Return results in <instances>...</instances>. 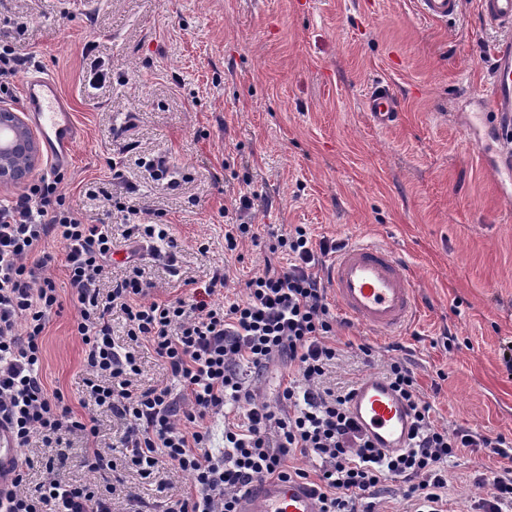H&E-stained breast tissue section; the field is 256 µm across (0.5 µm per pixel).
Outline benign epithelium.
I'll list each match as a JSON object with an SVG mask.
<instances>
[{"instance_id":"benign-epithelium-1","label":"benign epithelium","mask_w":512,"mask_h":512,"mask_svg":"<svg viewBox=\"0 0 512 512\" xmlns=\"http://www.w3.org/2000/svg\"><path fill=\"white\" fill-rule=\"evenodd\" d=\"M39 161L37 142L18 113L0 107V187L25 183Z\"/></svg>"}]
</instances>
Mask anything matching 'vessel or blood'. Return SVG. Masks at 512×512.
Returning a JSON list of instances; mask_svg holds the SVG:
<instances>
[{"mask_svg":"<svg viewBox=\"0 0 512 512\" xmlns=\"http://www.w3.org/2000/svg\"><path fill=\"white\" fill-rule=\"evenodd\" d=\"M420 13L441 23L455 19L461 0H417ZM485 25L502 32L486 102L499 137L512 135V0H479ZM29 125L38 134L45 157L53 166L71 160L78 129L75 113L50 74L34 71L22 89ZM366 107L381 126L398 114L396 98L388 89L375 87ZM329 283L341 311L355 323L381 336L402 335L416 315L411 281L398 254L373 242L347 244L327 268ZM350 412L375 447L394 452L405 447L411 419L405 403L383 377L371 373L362 378L350 403ZM17 450L8 429L0 424V481L10 476ZM238 512H319L311 490L298 482H255L238 503Z\"/></svg>","mask_w":512,"mask_h":512,"instance_id":"b4317fda","label":"vessel or blood"}]
</instances>
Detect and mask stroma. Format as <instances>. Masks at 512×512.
<instances>
[{"mask_svg":"<svg viewBox=\"0 0 512 512\" xmlns=\"http://www.w3.org/2000/svg\"><path fill=\"white\" fill-rule=\"evenodd\" d=\"M500 38L478 0H462L446 23L424 19L414 0H0V41L55 77L81 127L61 182L67 198L116 235L112 195L169 225L175 258L143 256L151 298L189 295L223 266L219 209L250 189L245 222L373 240L410 273L418 311L406 334L339 327L344 347L324 386L358 383L401 356L436 425L512 440V374L500 353L512 340V208L490 179L497 143L479 118ZM377 84L400 102L386 127L366 110ZM159 156L174 183L146 168ZM102 186L107 196H89ZM41 249L64 300L41 375L80 414L85 349L71 332L64 253L50 239ZM360 343L373 346L372 362ZM501 464L467 449L451 459L453 512H469L480 475ZM162 478L161 491L123 471L112 512H154L188 489L172 469Z\"/></svg>","mask_w":512,"mask_h":512,"instance_id":"1","label":"stroma"}]
</instances>
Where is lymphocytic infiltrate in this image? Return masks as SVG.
<instances>
[{"mask_svg": "<svg viewBox=\"0 0 512 512\" xmlns=\"http://www.w3.org/2000/svg\"><path fill=\"white\" fill-rule=\"evenodd\" d=\"M60 182L59 175L42 174L0 204V423L19 450L8 481L0 483V512H110L111 485L63 482L52 459L45 462L48 480L26 490L32 440L59 448L71 434L84 439L91 470L112 476L131 466L151 479L164 462L187 475L189 491L162 501V512H236L239 496L265 478L304 483L321 512H375L374 501L390 481L412 512H444L451 458L464 448L503 456L504 436L435 425L406 359H391L385 370L412 415L408 445L398 453L375 448L353 419L352 388L323 387L341 341L320 271L339 242L314 239L304 224L259 232L240 220L255 200L243 193L220 209L225 251L261 240L283 267L254 272L241 295L228 292L229 272L216 270L188 297L148 302L132 263L104 295L97 280L112 257V227L89 223L67 203ZM116 209L125 215L126 242L176 249L168 225L146 221L121 202ZM47 238L65 251L72 331L85 347L86 392L125 424L116 458L97 444L96 417L75 414L67 395L48 389L40 375L49 319L63 307L55 280L43 274L52 257L37 252ZM116 309L129 339L148 345L173 385L132 390L139 365L134 351L112 340ZM277 358L286 361L288 376L273 407L256 400L253 385ZM296 456L313 461L314 470L291 465ZM480 482L486 495L478 512H512V466Z\"/></svg>", "mask_w": 512, "mask_h": 512, "instance_id": "1", "label": "lymphocytic infiltrate"}]
</instances>
